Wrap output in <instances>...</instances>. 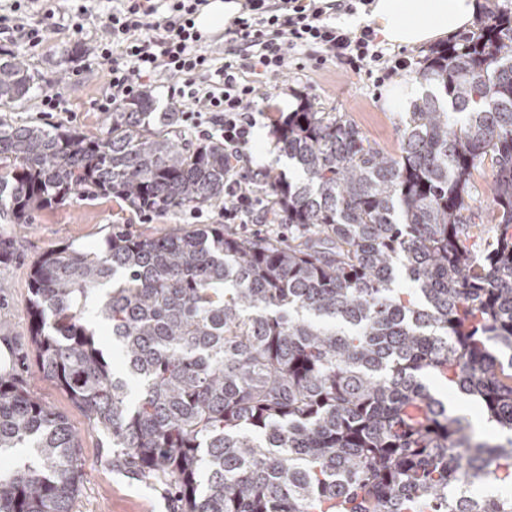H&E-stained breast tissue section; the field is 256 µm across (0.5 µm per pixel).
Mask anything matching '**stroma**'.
<instances>
[{
  "mask_svg": "<svg viewBox=\"0 0 512 512\" xmlns=\"http://www.w3.org/2000/svg\"><path fill=\"white\" fill-rule=\"evenodd\" d=\"M85 5L88 12L83 32H75L69 15L60 12L53 19L50 38L40 49H31L21 39L12 43V51L24 57L38 73L41 89L9 112V119L73 128L88 136L101 135L104 114L97 103L107 90L108 74L106 66L89 56L87 47L104 37L113 0H85ZM431 53L428 47L405 51L411 66L398 78L411 82L418 98L430 91L419 79L418 71ZM395 79L389 77L377 85L366 74L346 69L333 59L318 65L303 58H290L286 70L265 78L264 95L252 106L256 124L244 148L243 165L252 184L262 185L275 174L294 179L295 169L279 149L276 123L306 102L321 111L346 115L371 142L395 151L407 118L406 113L390 111L386 105L385 90ZM53 93L62 95L63 111H43V95ZM223 221V207L204 204L194 210L156 213L144 222L138 212L109 197L77 199L45 209L28 224L0 220V322L8 325L7 331L0 332V368L32 396L63 415L78 436L83 478L72 512L171 509L162 485L113 469L109 441L91 426L85 412L64 390L40 375L29 308V280L34 264L46 252L65 246L103 248L116 224L126 225L137 234H154Z\"/></svg>",
  "mask_w": 512,
  "mask_h": 512,
  "instance_id": "stroma-1",
  "label": "stroma"
}]
</instances>
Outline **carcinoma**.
Returning <instances> with one entry per match:
<instances>
[{"label": "carcinoma", "instance_id": "cac0c4a2", "mask_svg": "<svg viewBox=\"0 0 512 512\" xmlns=\"http://www.w3.org/2000/svg\"><path fill=\"white\" fill-rule=\"evenodd\" d=\"M390 153L313 109L280 126L301 172L262 190L288 240L222 224L51 250L29 282L43 376L112 445V468L167 486L176 512H512V4L437 49ZM38 89L0 49V108ZM152 91L106 133L0 119V216L75 198L145 213L224 201V142H183ZM486 221L467 245L476 177ZM411 287H399L400 278ZM106 323L121 358L96 340ZM473 397L488 440L427 383ZM0 512H70L83 463L66 419L0 375Z\"/></svg>", "mask_w": 512, "mask_h": 512}]
</instances>
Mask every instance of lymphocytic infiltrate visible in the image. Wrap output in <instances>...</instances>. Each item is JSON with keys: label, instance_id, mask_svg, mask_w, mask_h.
<instances>
[{"label": "lymphocytic infiltrate", "instance_id": "1", "mask_svg": "<svg viewBox=\"0 0 512 512\" xmlns=\"http://www.w3.org/2000/svg\"><path fill=\"white\" fill-rule=\"evenodd\" d=\"M119 2L107 18L108 41L89 48L110 75L100 108L110 110L138 95L147 78L175 79L186 120L200 137L224 141L231 164L224 182V196L231 201L224 210L228 224L249 223L266 209L240 170L255 125L251 105L260 94L259 77L283 72L294 53L317 63L331 56L355 72L378 64L386 77L409 66L402 57L386 62L371 26L352 33L328 20L330 13H352L371 0H244L224 31L220 65L201 51L202 35L195 27L208 0Z\"/></svg>", "mask_w": 512, "mask_h": 512}]
</instances>
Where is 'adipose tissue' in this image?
Returning <instances> with one entry per match:
<instances>
[{
	"instance_id": "1",
	"label": "adipose tissue",
	"mask_w": 512,
	"mask_h": 512,
	"mask_svg": "<svg viewBox=\"0 0 512 512\" xmlns=\"http://www.w3.org/2000/svg\"><path fill=\"white\" fill-rule=\"evenodd\" d=\"M478 10L476 0H374L371 18L389 43L420 47L467 30Z\"/></svg>"
}]
</instances>
